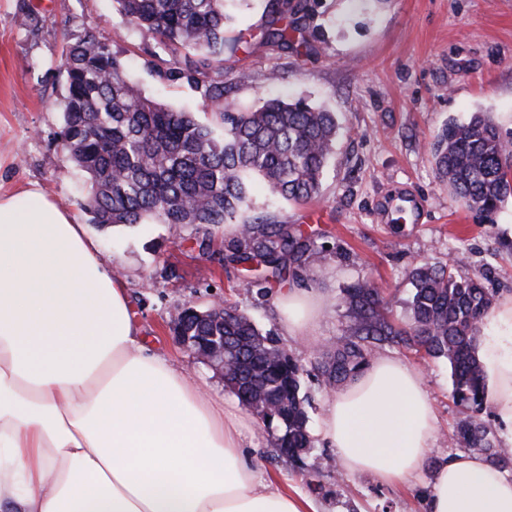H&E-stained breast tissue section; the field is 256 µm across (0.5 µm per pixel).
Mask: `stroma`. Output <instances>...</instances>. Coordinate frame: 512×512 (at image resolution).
I'll use <instances>...</instances> for the list:
<instances>
[{
	"instance_id": "35a3bbf8",
	"label": "stroma",
	"mask_w": 512,
	"mask_h": 512,
	"mask_svg": "<svg viewBox=\"0 0 512 512\" xmlns=\"http://www.w3.org/2000/svg\"><path fill=\"white\" fill-rule=\"evenodd\" d=\"M27 2L0 0V188L34 181L74 212L124 281L131 316L149 350L190 369L207 388L226 390L209 367L190 363L167 328L187 307L203 310L218 301L237 307L299 360L314 446L296 463L277 457L275 429L249 417L245 453L265 475L288 482L317 512H425L434 469L462 450L454 430L465 410L451 397L447 360L391 344L370 354L418 369L435 411L438 435L428 468L403 486L347 473L334 448L319 438L329 391L315 361L345 334L340 294L357 279L381 288L395 320L402 321L409 314L408 269L442 264L459 252L460 276L488 274L496 298L512 297V200L494 223H476L451 201L424 149L448 118L464 121L478 111L512 130V0H306L301 24L307 44L301 49L266 42L263 33L272 20L267 0H229L225 58L233 75L224 82L225 97L256 108L268 92V73L277 71L284 77L282 93L308 96L342 124L316 205L285 201L258 185L253 207L243 215L247 221L262 215L277 224L302 223L314 234L320 251L300 286L323 297L324 307L307 342L285 332L277 294L264 292L262 279L244 285L236 269L219 263L216 252L229 239L223 230L91 223L86 175L63 160L54 140L65 93L59 64L66 41L96 27L147 97L207 124L216 118L201 111L200 95L187 83L158 75L155 66L167 58L166 46L151 31L131 27L115 0H38L35 17ZM408 194L420 207L401 224L395 207ZM207 234L210 254L196 245Z\"/></svg>"
}]
</instances>
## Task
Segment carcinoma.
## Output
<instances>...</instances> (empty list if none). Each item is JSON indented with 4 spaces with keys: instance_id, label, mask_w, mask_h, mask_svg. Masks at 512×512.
<instances>
[{
    "instance_id": "obj_1",
    "label": "carcinoma",
    "mask_w": 512,
    "mask_h": 512,
    "mask_svg": "<svg viewBox=\"0 0 512 512\" xmlns=\"http://www.w3.org/2000/svg\"><path fill=\"white\" fill-rule=\"evenodd\" d=\"M274 18L266 40L304 42L300 4L271 0ZM130 24L147 28L168 47L160 75L183 80L200 94L218 128L199 123L146 97L133 85L109 40L87 27L66 46L60 71L66 95L57 132L63 158L87 174L86 210L101 226L237 224L250 208L252 180L272 194L309 203L319 197L324 171L336 154V114L299 96L269 98L250 112L224 97V0H117ZM442 181L455 202L485 223L512 197V132L487 112L466 122L450 119L428 143ZM316 248L297 224L262 217L238 224L222 260L243 277L262 270L275 283L301 278ZM454 259L410 269L409 318L396 322L379 288L357 280L341 292L349 325L336 347L322 353V383L337 389L368 362L369 347L395 343L445 358L452 397L469 411L457 424V440L481 448L496 467L512 463V451L489 437L478 419L486 403L477 356L484 319L494 301L489 277L458 278ZM182 335L224 337V383L247 407L263 406L276 425L277 456L297 462L313 447L300 395L303 367L280 352V343L244 312L224 309V322L187 316Z\"/></svg>"
}]
</instances>
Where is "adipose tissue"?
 <instances>
[{
	"label": "adipose tissue",
	"mask_w": 512,
	"mask_h": 512,
	"mask_svg": "<svg viewBox=\"0 0 512 512\" xmlns=\"http://www.w3.org/2000/svg\"><path fill=\"white\" fill-rule=\"evenodd\" d=\"M289 335L318 303L280 295ZM124 282L72 213L29 184L0 193V506L10 512H313L244 459L247 423L147 350ZM480 341L487 400L512 430V297ZM321 437L349 473L404 485L436 435L421 373L367 365L325 402ZM426 512H512V476L476 454L441 464Z\"/></svg>",
	"instance_id": "obj_1"
}]
</instances>
